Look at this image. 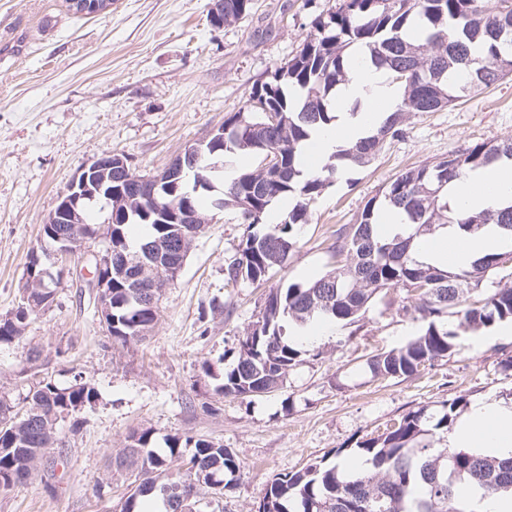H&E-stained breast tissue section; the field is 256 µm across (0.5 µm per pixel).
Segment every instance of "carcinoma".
Masks as SVG:
<instances>
[{
	"label": "carcinoma",
	"instance_id": "obj_1",
	"mask_svg": "<svg viewBox=\"0 0 512 512\" xmlns=\"http://www.w3.org/2000/svg\"><path fill=\"white\" fill-rule=\"evenodd\" d=\"M251 0H224V23L242 19ZM295 54L258 82L249 99L224 120L207 142L199 173L210 177L209 161L234 162L247 152L260 158L272 155L268 168L259 163L243 169L224 186V209L247 225L236 253L224 261L225 285L264 283L270 272L284 269L288 253L298 243L301 225L311 206L338 173L329 165L302 177L300 154L310 129L333 122V90L347 80L352 55L363 53L384 68L404 88L395 109L375 132L340 150L338 159L356 165L370 163L385 141L402 134L410 113L436 112L459 94L486 89L501 79L503 63L512 61V0H341L339 7L311 22ZM512 161V138L481 143L446 159L422 164L400 173L371 200L352 224L336 229L330 249L346 263L304 283L282 280L264 297L261 317L243 336L235 362L224 369L215 392L223 397L256 398L279 389L290 370L301 362L302 343L287 330L326 321L351 325L378 300L393 302L400 288L415 299L412 318L421 332L403 346L370 357L367 366L377 378H408L453 354L455 339L467 331L487 329L512 320V283L491 276L512 264V252L486 255L471 269L452 272L419 260L413 252L416 238L433 234L446 224L475 233L488 224L512 234V206L463 215L448 203V185L495 162ZM142 197L144 182L112 167V187ZM292 198L273 233L253 231L265 222L270 204ZM402 212L410 233L381 238L376 224L381 214ZM184 224H173L163 214L145 213L138 201L128 215L112 224V249L133 261L145 246L158 239L171 243V251L190 252L193 240ZM155 262L143 269L134 265L112 271L111 313L100 323L112 342L126 346L145 338L158 320V306L139 303L129 278L143 282L154 275ZM34 303L21 302L0 318V343L21 337L28 318L49 309L53 301L40 288L32 289ZM98 392L79 375L67 386L45 377L29 387L24 409L0 400V493L23 483L27 464L45 456L42 434L28 428L14 430V419L28 413L53 414L48 426L68 420L80 429L79 414L96 403ZM467 401L457 398L436 409L421 407L405 414L391 429L358 446L364 467L343 473L341 460L328 457L274 479L262 500L269 512H469L456 489L475 485L488 496L512 495V455L497 457L460 448L435 446L445 438ZM150 429L134 430L127 444L112 457L116 472L139 481L148 476L178 483L200 501V491L224 495V478H235L241 463L224 445L205 437L167 438V452L151 447ZM191 449L186 468L174 463ZM158 495L164 512H178L162 489L130 491L122 512H145L143 498Z\"/></svg>",
	"mask_w": 512,
	"mask_h": 512
}]
</instances>
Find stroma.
<instances>
[{
	"label": "stroma",
	"mask_w": 512,
	"mask_h": 512,
	"mask_svg": "<svg viewBox=\"0 0 512 512\" xmlns=\"http://www.w3.org/2000/svg\"><path fill=\"white\" fill-rule=\"evenodd\" d=\"M337 3L252 0L245 17L217 29L207 20L211 0H114L95 17L74 14L67 0H0V317L19 305L41 226L82 167L112 151L136 174L161 171L238 111ZM507 137L512 77L440 111L410 114L402 135L369 164L346 165L318 197L284 276L304 281L331 270L333 231L354 223L402 171ZM244 232L232 213H215L164 288L154 328L125 348L99 322L85 260L69 259L52 307L33 316L22 337L0 344V399L18 407L39 379L65 386L78 375L99 399L84 410L80 431L57 424L43 465L0 493V512H121L128 482L106 467L140 428L153 431L159 448L175 434L224 444L242 472L226 487L221 512H255L275 477L338 448L357 461V442L409 411L458 397L492 401L512 388L501 366L512 335L494 328L458 336L448 360L415 376L372 377L368 359L421 328L398 289L393 306L372 303L359 322L308 346L278 391L252 401L214 394L267 290L284 277L225 287L224 262ZM224 304L231 314L219 313Z\"/></svg>",
	"instance_id": "stroma-1"
}]
</instances>
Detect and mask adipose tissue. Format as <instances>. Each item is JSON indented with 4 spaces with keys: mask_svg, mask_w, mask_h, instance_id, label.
<instances>
[{
    "mask_svg": "<svg viewBox=\"0 0 512 512\" xmlns=\"http://www.w3.org/2000/svg\"><path fill=\"white\" fill-rule=\"evenodd\" d=\"M397 90L389 85L382 69L358 61L346 82L334 95L336 119L329 125L314 128L303 144V156H316L327 162L349 143L365 137L377 128L397 101ZM448 197L463 212H479L512 204V163L495 164L470 173L467 178L450 185ZM512 248L495 225H487L476 233H466L450 224L432 236L420 239L415 252L425 263L461 271L487 254ZM451 448H473L495 456L512 453V411H504L482 401L471 405L464 418L449 432Z\"/></svg>",
    "mask_w": 512,
    "mask_h": 512,
    "instance_id": "1",
    "label": "adipose tissue"
}]
</instances>
